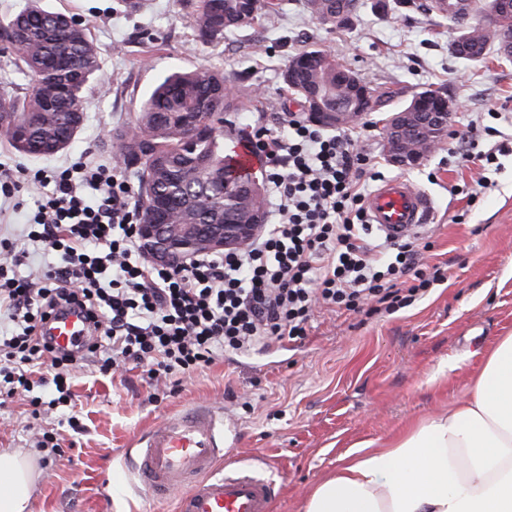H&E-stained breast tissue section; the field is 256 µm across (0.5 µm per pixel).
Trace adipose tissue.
I'll return each mask as SVG.
<instances>
[{
  "mask_svg": "<svg viewBox=\"0 0 512 512\" xmlns=\"http://www.w3.org/2000/svg\"><path fill=\"white\" fill-rule=\"evenodd\" d=\"M31 454L0 449V512H27ZM304 512H512V334L485 351L467 396L383 450L359 448Z\"/></svg>",
  "mask_w": 512,
  "mask_h": 512,
  "instance_id": "obj_1",
  "label": "adipose tissue"
}]
</instances>
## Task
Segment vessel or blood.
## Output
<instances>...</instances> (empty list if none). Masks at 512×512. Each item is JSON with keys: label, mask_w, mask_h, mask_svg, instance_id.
Segmentation results:
<instances>
[{"label": "vessel or blood", "mask_w": 512, "mask_h": 512, "mask_svg": "<svg viewBox=\"0 0 512 512\" xmlns=\"http://www.w3.org/2000/svg\"><path fill=\"white\" fill-rule=\"evenodd\" d=\"M370 224L400 239L428 226L431 197L404 177L382 182L366 200ZM45 330L61 350L88 336L76 306L54 313ZM132 469L148 497L175 498L177 512H272L274 483L250 465L229 457L231 443L222 408L193 404L173 412L133 442Z\"/></svg>", "instance_id": "vessel-or-blood-1"}]
</instances>
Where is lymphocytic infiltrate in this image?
<instances>
[{"label": "lymphocytic infiltrate", "mask_w": 512, "mask_h": 512, "mask_svg": "<svg viewBox=\"0 0 512 512\" xmlns=\"http://www.w3.org/2000/svg\"><path fill=\"white\" fill-rule=\"evenodd\" d=\"M464 157L483 174L461 194L476 200L490 185L500 141L480 149L458 133ZM356 131L328 132L289 116L276 128L252 126L244 141L260 156L271 220L243 251L204 254L187 267L143 259L134 232L140 208L115 163L82 156L28 180L45 195L21 239L0 238V396L26 397L33 414L71 406V380L84 364L106 375L133 365L178 386L218 355H245L307 336L314 313H394L445 280L423 267L419 238L374 230L366 189L377 163ZM33 253L40 273L21 274ZM83 309L92 327L76 350L59 351L38 328L58 308Z\"/></svg>", "instance_id": "lymphocytic-infiltrate-1"}]
</instances>
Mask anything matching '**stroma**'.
Segmentation results:
<instances>
[{"mask_svg": "<svg viewBox=\"0 0 512 512\" xmlns=\"http://www.w3.org/2000/svg\"><path fill=\"white\" fill-rule=\"evenodd\" d=\"M261 27L199 45L181 0H44L82 21L101 50V76L92 84L85 119L66 152L43 158L16 153L0 139V159L24 169H49L81 155L112 161L110 134L137 113L154 81L174 67L212 66L238 88L245 107L233 148L256 119L277 125L301 107L280 88L279 75L299 52L322 49L377 90L392 88L391 105L361 120L362 151L375 156L382 179L403 176L429 193L435 217L422 234L429 266L447 281L425 301L394 314H316L305 340L271 344L246 356L224 355L183 379L162 403L149 401L140 371L74 379V410L86 425L74 433L65 415L33 416L22 397L0 403V448L33 449L42 430L55 429L63 453L40 466L31 512H173L136 493L128 448L186 404H214L233 427L234 455L260 463L275 479L274 512H302L313 486L363 444L381 450L420 421L447 411L467 394L472 374L497 337L512 333V154L501 157L492 185L475 205L454 187L480 176L477 165L448 163L440 143L415 167L392 164L382 123L425 87L444 92L449 131L490 112L512 113V61L488 56L466 62L452 51L455 25L439 19L429 0H399L385 13L359 0L344 27L320 24L304 6Z\"/></svg>", "mask_w": 512, "mask_h": 512, "instance_id": "obj_1", "label": "stroma"}]
</instances>
